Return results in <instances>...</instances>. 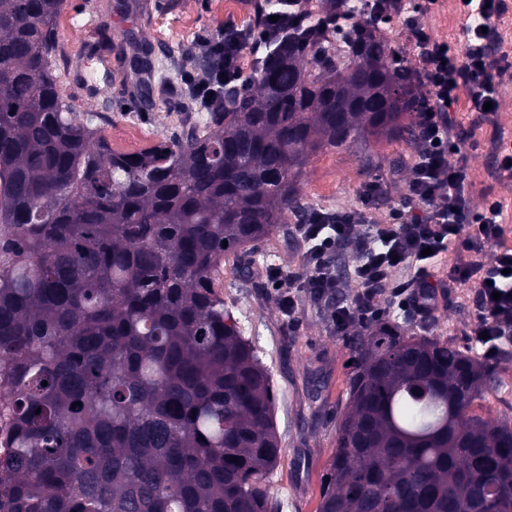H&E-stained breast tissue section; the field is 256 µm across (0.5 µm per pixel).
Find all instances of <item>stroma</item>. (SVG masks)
I'll use <instances>...</instances> for the list:
<instances>
[{"mask_svg":"<svg viewBox=\"0 0 512 512\" xmlns=\"http://www.w3.org/2000/svg\"><path fill=\"white\" fill-rule=\"evenodd\" d=\"M251 0H65L57 19V33L72 71L61 77V88L80 109L109 116L102 134L113 149L127 153L151 147L176 132L165 109L147 108L123 88L126 62L119 42L129 19H137L150 41L151 61L159 79H176L181 70L194 69L193 60L176 58L170 49L193 45L203 32L217 33L226 18L253 24ZM421 24L432 37L456 43L461 17L453 0H437L421 14ZM96 49L112 60L111 69L100 68L89 56ZM460 126L474 130L468 147L473 181L472 203L486 197L503 204L504 241L512 246V183L491 174L493 141L497 132L512 136V81L503 88L494 124L472 127V114L458 105ZM415 163L409 144L379 141L371 150L370 164H363L345 150L312 154L299 177V193L308 208H354L370 178L386 185L385 197L372 208L373 222L382 224L401 200L407 177ZM257 262L247 273L225 277L218 293L225 305L240 316L245 336L269 367L275 392L274 424L282 448L280 463L269 488L280 504L279 512H318L322 479L336 451V424L343 412L353 356L346 337L337 335L324 304L301 302L294 320L279 308L277 292L267 281L269 267L300 270L305 248L293 224L278 225L267 239L257 242ZM382 321L398 323L412 332L448 341L472 350V293L469 288H443L432 318L424 319L392 307L388 298L378 300ZM503 381L501 389L485 394L474 404L476 413L512 421V355L496 360Z\"/></svg>","mask_w":512,"mask_h":512,"instance_id":"stroma-1","label":"stroma"}]
</instances>
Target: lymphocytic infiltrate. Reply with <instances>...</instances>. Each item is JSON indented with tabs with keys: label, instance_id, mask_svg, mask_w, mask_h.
<instances>
[{
	"label": "lymphocytic infiltrate",
	"instance_id": "lymphocytic-infiltrate-1",
	"mask_svg": "<svg viewBox=\"0 0 512 512\" xmlns=\"http://www.w3.org/2000/svg\"><path fill=\"white\" fill-rule=\"evenodd\" d=\"M362 2L371 18L395 11L403 16L420 64V84L431 105L417 115L416 160L388 223L367 221L368 209L384 194L382 183L373 179L364 185L361 208L314 211L297 225L296 232L307 246L304 269L270 270L280 309L283 315L294 316L302 295L328 302L330 320L340 334L366 320L375 299L384 294L400 309L431 317L436 291L428 267L435 255L453 246L466 258L451 268L448 280L474 290L471 334L483 351L501 355L512 345V247L503 241L500 201L489 198L479 208L472 204L468 158L463 152L472 134L455 126L450 114L463 99L477 123L493 122L496 112L491 105L498 100L500 85L512 76V52L504 49L497 23L512 6L507 0H461L463 24L452 45L433 38L422 27L418 10L408 8L405 0ZM290 3L294 12L281 14L278 22H271L262 10L257 25L244 27L228 20L218 36L202 35L198 48L212 58L213 65L201 73L183 72L182 95L203 108L208 100L217 99L225 84L242 80L247 48L255 47L277 25L305 23V15L297 9L299 0ZM348 246L358 255L351 275L359 291L347 302L336 293L340 280L333 258ZM409 263L416 266L414 276L394 280L397 267Z\"/></svg>",
	"mask_w": 512,
	"mask_h": 512
}]
</instances>
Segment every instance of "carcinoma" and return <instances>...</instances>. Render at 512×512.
Instances as JSON below:
<instances>
[{"instance_id":"carcinoma-1","label":"carcinoma","mask_w":512,"mask_h":512,"mask_svg":"<svg viewBox=\"0 0 512 512\" xmlns=\"http://www.w3.org/2000/svg\"><path fill=\"white\" fill-rule=\"evenodd\" d=\"M63 4L0 0V371L16 430L0 496L9 512H276L271 376L217 274L302 220L311 154L415 141L417 71L370 19L312 47L283 38L222 110L116 152L106 117L61 93ZM124 39L141 51L131 93L163 105L148 39ZM350 350L319 512H512V426L473 411L496 368L398 325Z\"/></svg>"}]
</instances>
